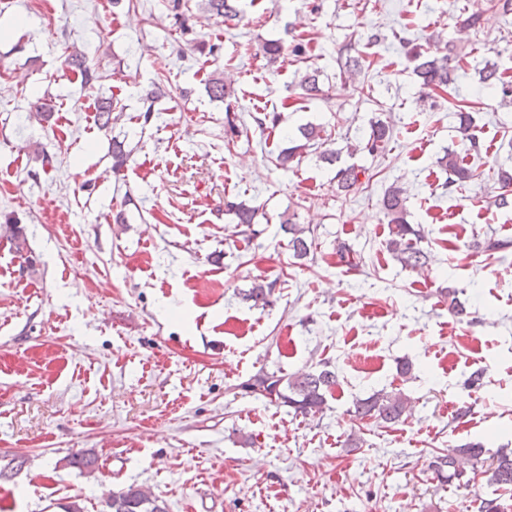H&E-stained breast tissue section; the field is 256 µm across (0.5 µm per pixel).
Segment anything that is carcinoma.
Wrapping results in <instances>:
<instances>
[{
  "mask_svg": "<svg viewBox=\"0 0 512 512\" xmlns=\"http://www.w3.org/2000/svg\"><path fill=\"white\" fill-rule=\"evenodd\" d=\"M241 0H200L199 6L209 14L224 19L225 24H231L241 19L243 10ZM412 59L416 62L414 74L421 85L427 89L438 92L447 91L455 84L459 69L455 58L447 51H438L434 54L415 48L412 50ZM65 66L80 73L84 82L88 83L96 78L95 71L87 64L84 54L74 51L66 55ZM342 74L355 79L364 71L361 56L346 55L341 64ZM477 82L480 87L493 94L501 95L502 99L512 96V82L500 72L497 64L489 61L477 70ZM299 88L303 95L314 98L322 93L319 84V71L313 69L300 76ZM207 93L215 100H222L231 95L230 89L218 77H212L207 85ZM457 132L462 139L469 142L474 151L480 150V140L473 117L468 112L455 113ZM393 129L380 118L369 121V126L357 130L351 148L363 151L371 156L385 151ZM304 143L288 147L278 158L279 165L286 166L301 157L306 149L324 145L328 142L324 126L312 122L300 128ZM440 166L448 169V186H461L475 179V171L464 165L453 152L446 153L439 161ZM366 175V168L349 165L336 171V192H348L360 185V176ZM405 189L391 184L383 193L381 209L388 218L390 225V238L387 248L394 258L405 268L416 269L425 264L427 252L421 247L424 239L420 225L410 224L406 221ZM227 212L234 215V224L240 227L238 233L249 236L254 233L253 224L257 223L259 208L245 203H227ZM281 227L288 234V248L293 256L302 259L310 255L315 236L308 230L292 222L291 218L281 221ZM336 254L340 261L351 269L360 265L357 252L346 243H339ZM273 292V284H255L243 294L244 299L253 302L255 307H265L269 304V297ZM336 386V372L329 369V365L315 372H301L290 376L279 375L275 372H260L241 384L243 390L260 395L270 402L287 406L297 414H316L322 412L326 394ZM408 410L407 398L401 392L376 391L365 398H358L353 403L352 416L357 420L375 419L386 424H396ZM483 448L479 443H469L460 448H450L448 452L435 456L432 467L437 478L444 482L462 477L459 464L463 460H473L482 463ZM98 462L97 456L90 450H81L68 459V465L88 473L95 470ZM488 470L492 472L491 481L505 490H512V450L499 449L492 457ZM111 512H168L165 504L158 498L147 494L136 485H129L112 494L107 503Z\"/></svg>",
  "mask_w": 512,
  "mask_h": 512,
  "instance_id": "obj_1",
  "label": "carcinoma"
}]
</instances>
